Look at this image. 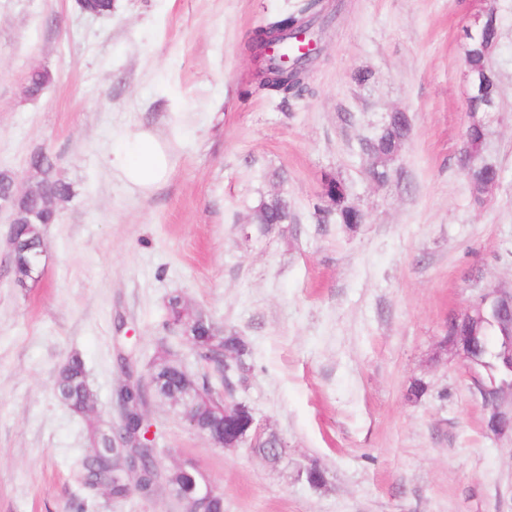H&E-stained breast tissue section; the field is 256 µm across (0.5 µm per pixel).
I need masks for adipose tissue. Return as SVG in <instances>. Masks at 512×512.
I'll use <instances>...</instances> for the list:
<instances>
[{
	"label": "adipose tissue",
	"mask_w": 512,
	"mask_h": 512,
	"mask_svg": "<svg viewBox=\"0 0 512 512\" xmlns=\"http://www.w3.org/2000/svg\"><path fill=\"white\" fill-rule=\"evenodd\" d=\"M112 156L125 181L143 190L165 180L172 167V160L159 139L147 131L124 138L113 148Z\"/></svg>",
	"instance_id": "1"
}]
</instances>
